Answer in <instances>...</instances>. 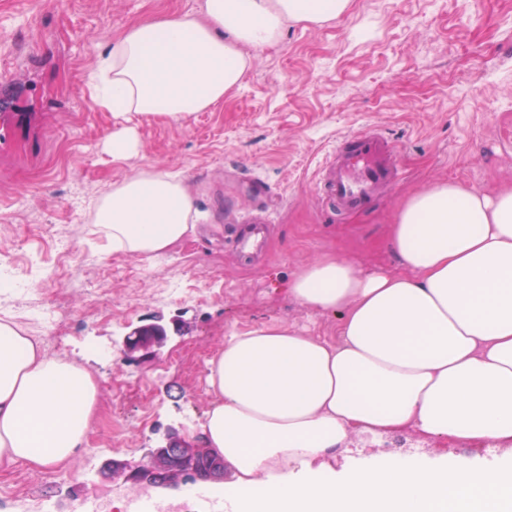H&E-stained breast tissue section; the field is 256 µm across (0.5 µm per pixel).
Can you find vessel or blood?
<instances>
[{"label":"vessel or blood","mask_w":512,"mask_h":512,"mask_svg":"<svg viewBox=\"0 0 512 512\" xmlns=\"http://www.w3.org/2000/svg\"><path fill=\"white\" fill-rule=\"evenodd\" d=\"M398 144L384 131H353L328 151L318 173V199L335 214L366 213L400 183ZM244 258L264 253L268 229L261 221L245 225L235 238Z\"/></svg>","instance_id":"vessel-or-blood-1"}]
</instances>
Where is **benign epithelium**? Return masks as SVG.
Returning a JSON list of instances; mask_svg holds the SVG:
<instances>
[{
  "label": "benign epithelium",
  "mask_w": 512,
  "mask_h": 512,
  "mask_svg": "<svg viewBox=\"0 0 512 512\" xmlns=\"http://www.w3.org/2000/svg\"><path fill=\"white\" fill-rule=\"evenodd\" d=\"M148 331L150 336L139 343L135 338L128 335L123 338V351L128 356L140 354L142 358L157 356L158 351L164 347L169 340L168 329L160 323H149L135 329V333ZM179 473V482L189 480L220 481L224 479V464L216 462L206 468H198L195 463L189 460L185 453V441L177 436L168 434L164 442L151 449L148 453V460L144 463L116 462L110 461L105 464L104 472L107 475L117 474L126 480L133 478L150 487L172 488L174 483L170 479L171 470Z\"/></svg>",
  "instance_id": "7a95c632"
}]
</instances>
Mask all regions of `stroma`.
I'll return each mask as SVG.
<instances>
[{"label":"stroma","mask_w":512,"mask_h":512,"mask_svg":"<svg viewBox=\"0 0 512 512\" xmlns=\"http://www.w3.org/2000/svg\"><path fill=\"white\" fill-rule=\"evenodd\" d=\"M203 0H0V80L17 98L1 128L0 268L45 269L22 296L0 299V318L44 333L29 308L58 303L67 337L45 341L95 374L102 393L95 424L65 468L0 472V512H72L86 497L105 504L151 494L174 512L181 489L106 477L104 461H142L168 432L202 433L207 382L174 360L190 342L217 351L226 336L284 325L332 336L338 319L302 306L289 280L323 255L363 269L396 267L388 246L398 205L413 191L448 181L487 193L512 188V0H351L346 16L321 26L292 24L279 42L252 52L242 86L182 122L132 117L137 157L112 159L105 142L126 122L95 107L87 75L105 45L135 23L200 12ZM381 127L399 144L404 179L372 213L330 220L317 201V165L343 135ZM181 174L198 211L195 232L164 259L122 254L111 275L94 205L141 169ZM264 204L269 255L239 265L231 227ZM89 245L86 263L66 262L51 230ZM94 282L100 301L68 289ZM180 284L186 301H167ZM157 321L171 336L157 358L128 361L125 335ZM491 462L512 448L490 441L433 439L411 428L353 434L324 463L340 472L374 456H438ZM21 503H14L13 493Z\"/></svg>","instance_id":"stroma-1"}]
</instances>
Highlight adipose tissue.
Masks as SVG:
<instances>
[{
    "label": "adipose tissue",
    "mask_w": 512,
    "mask_h": 512,
    "mask_svg": "<svg viewBox=\"0 0 512 512\" xmlns=\"http://www.w3.org/2000/svg\"><path fill=\"white\" fill-rule=\"evenodd\" d=\"M350 4L204 0L200 19H143L101 55L91 100L116 118L188 119L241 86L250 50ZM194 219L183 180L155 169L114 184L94 209L113 252L143 260L193 232ZM389 243L398 269L324 256L291 280L303 306L340 316L337 341L263 325L209 359L204 436L232 473L222 492L231 512H512V459L372 458L338 475L315 465L356 431L512 445V189L418 191L397 208ZM99 401L89 371L0 319V471L66 467Z\"/></svg>",
    "instance_id": "1"
}]
</instances>
